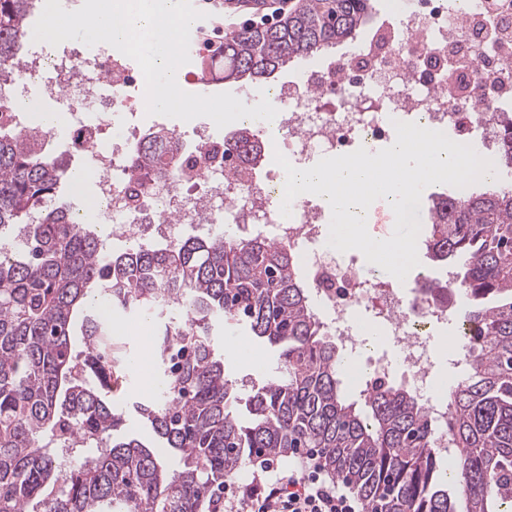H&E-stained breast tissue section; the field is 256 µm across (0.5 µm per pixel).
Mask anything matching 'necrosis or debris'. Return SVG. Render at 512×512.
I'll use <instances>...</instances> for the list:
<instances>
[{"instance_id": "1", "label": "necrosis or debris", "mask_w": 512, "mask_h": 512, "mask_svg": "<svg viewBox=\"0 0 512 512\" xmlns=\"http://www.w3.org/2000/svg\"><path fill=\"white\" fill-rule=\"evenodd\" d=\"M205 14L193 50L213 84L224 81V22L220 0H203ZM144 83L140 67L96 45L62 43L52 53L26 51L21 73L0 89L20 102L30 89L70 116L65 151L95 174L99 216L107 240L154 238L178 242L184 228L209 227L231 217L248 235L270 234L297 253L313 287L314 309L343 352L360 356L368 328L397 348L399 360L364 362L367 376L397 379L429 409L437 450L448 445V406L435 394L433 333L456 314L458 295L415 289L405 295L343 263L325 242L329 225L321 204L303 199L283 216L284 178L224 177L223 143L208 127L156 143L161 166L133 168L148 140L139 126L116 125L117 115L136 112L133 89ZM279 141L261 142L262 154L280 152L302 165L321 154L344 155L394 137V121L431 130L454 129L461 143L488 151L500 143L506 105L512 104V0H414L398 25L377 29L351 52L308 71L303 82L274 88ZM94 113L88 123L85 113Z\"/></svg>"}]
</instances>
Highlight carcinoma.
Instances as JSON below:
<instances>
[{
	"label": "carcinoma",
	"instance_id": "carcinoma-1",
	"mask_svg": "<svg viewBox=\"0 0 512 512\" xmlns=\"http://www.w3.org/2000/svg\"><path fill=\"white\" fill-rule=\"evenodd\" d=\"M272 25L224 36L240 85L353 40L375 0H302ZM33 0H0V83L21 69ZM0 99V512H201L249 458L321 453L365 512H512V189L470 185L432 199L423 246L454 281L470 368L448 397L456 479L435 426L406 386L376 380L357 408L346 360L311 309L294 253L259 236L132 241L113 252L62 199L65 166L45 128ZM258 140L242 134L240 159ZM494 165L512 166V121ZM179 315L152 339L159 395L120 394L131 368L112 345L115 310ZM278 351L275 374L239 392L218 358L219 323ZM82 349L75 350V341ZM135 414L152 441L123 431ZM464 487L457 507L456 484Z\"/></svg>",
	"mask_w": 512,
	"mask_h": 512
}]
</instances>
